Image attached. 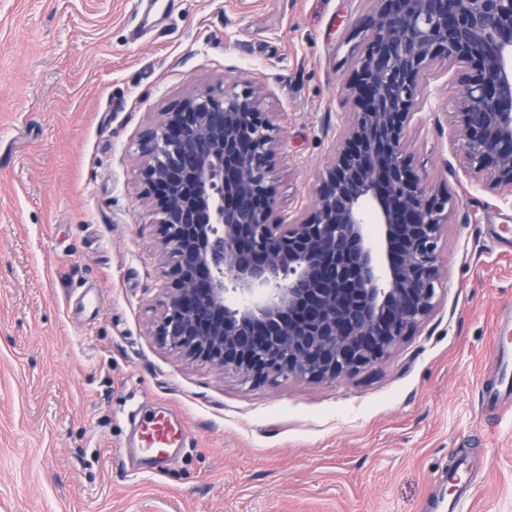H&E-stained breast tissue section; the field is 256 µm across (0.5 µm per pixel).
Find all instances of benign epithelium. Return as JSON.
Here are the masks:
<instances>
[{
	"label": "benign epithelium",
	"mask_w": 512,
	"mask_h": 512,
	"mask_svg": "<svg viewBox=\"0 0 512 512\" xmlns=\"http://www.w3.org/2000/svg\"><path fill=\"white\" fill-rule=\"evenodd\" d=\"M346 121L314 205L286 219L278 126L261 91L192 94L139 142L171 263L154 335L244 380H335L389 356L438 304L452 197L411 170L418 79L456 68L473 173L512 197V0H375Z\"/></svg>",
	"instance_id": "obj_1"
}]
</instances>
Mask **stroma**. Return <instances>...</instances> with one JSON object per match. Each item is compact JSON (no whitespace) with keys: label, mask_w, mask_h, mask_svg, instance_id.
Masks as SVG:
<instances>
[{"label":"stroma","mask_w":512,"mask_h":512,"mask_svg":"<svg viewBox=\"0 0 512 512\" xmlns=\"http://www.w3.org/2000/svg\"><path fill=\"white\" fill-rule=\"evenodd\" d=\"M371 0H0V512H512V409L486 408L512 314V202L470 174L456 70L418 82L411 167L448 189L444 291L372 367L243 381L153 333L172 277L138 142L188 95L254 85L281 215L313 203ZM185 426L162 473L133 420Z\"/></svg>","instance_id":"1"}]
</instances>
